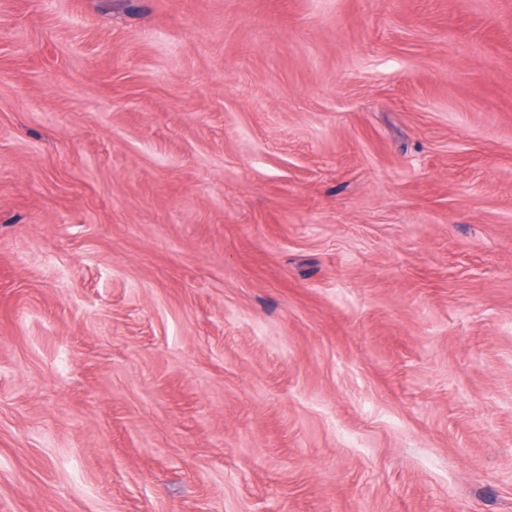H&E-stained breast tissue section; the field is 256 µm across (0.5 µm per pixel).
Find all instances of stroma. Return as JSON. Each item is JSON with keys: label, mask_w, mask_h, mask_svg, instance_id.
<instances>
[{"label": "stroma", "mask_w": 512, "mask_h": 512, "mask_svg": "<svg viewBox=\"0 0 512 512\" xmlns=\"http://www.w3.org/2000/svg\"><path fill=\"white\" fill-rule=\"evenodd\" d=\"M0 512H512V0H0Z\"/></svg>", "instance_id": "stroma-1"}]
</instances>
